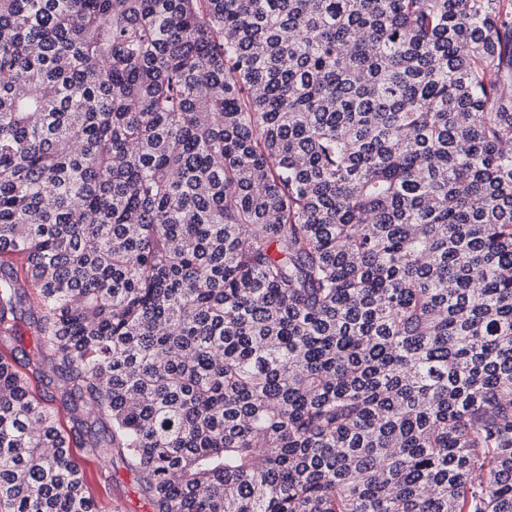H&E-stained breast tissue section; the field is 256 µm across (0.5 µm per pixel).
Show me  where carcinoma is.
Instances as JSON below:
<instances>
[{"label":"carcinoma","instance_id":"1","mask_svg":"<svg viewBox=\"0 0 512 512\" xmlns=\"http://www.w3.org/2000/svg\"><path fill=\"white\" fill-rule=\"evenodd\" d=\"M19 313L0 512H512V0H0ZM19 335L23 336L22 344L18 343H8L5 345H0V354L3 355V352H6V358L15 361L17 368L25 371L24 368V361H23V355L20 351V346L23 348H26L27 350L31 349L33 347V340H34V333L33 330L28 327L27 324V318H22L19 322ZM80 443L73 444V451L84 474L86 488L91 497L106 512H147L133 508L146 503L135 474L122 464L119 457L114 459L112 468L85 454Z\"/></svg>","mask_w":512,"mask_h":512}]
</instances>
